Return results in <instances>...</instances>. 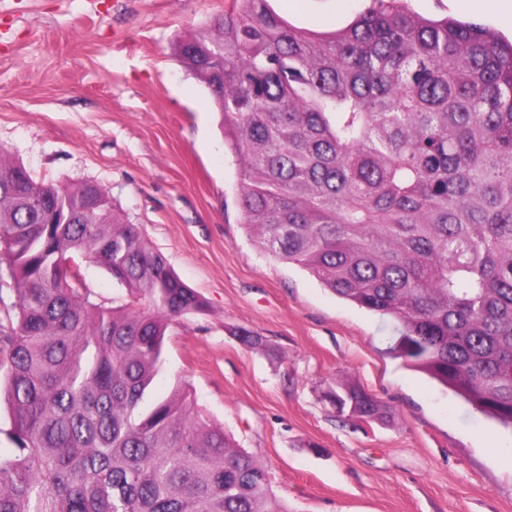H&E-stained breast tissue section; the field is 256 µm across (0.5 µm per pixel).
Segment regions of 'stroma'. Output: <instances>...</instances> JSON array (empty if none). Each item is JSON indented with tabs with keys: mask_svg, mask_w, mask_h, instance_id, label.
Wrapping results in <instances>:
<instances>
[{
	"mask_svg": "<svg viewBox=\"0 0 512 512\" xmlns=\"http://www.w3.org/2000/svg\"><path fill=\"white\" fill-rule=\"evenodd\" d=\"M289 23L343 27L364 0H269ZM230 0H0V146L38 180L94 181L204 302L171 325L157 385L187 384L265 464L292 512H512V431L388 351L393 323L344 301L247 236L239 173L209 92L176 38ZM426 17L512 36V7L411 0ZM92 300L132 304L82 264ZM261 336L242 344L238 329ZM364 389L393 415L365 424L327 394Z\"/></svg>",
	"mask_w": 512,
	"mask_h": 512,
	"instance_id": "stroma-1",
	"label": "stroma"
}]
</instances>
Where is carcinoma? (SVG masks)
Listing matches in <instances>:
<instances>
[{
  "instance_id": "carcinoma-1",
  "label": "carcinoma",
  "mask_w": 512,
  "mask_h": 512,
  "mask_svg": "<svg viewBox=\"0 0 512 512\" xmlns=\"http://www.w3.org/2000/svg\"><path fill=\"white\" fill-rule=\"evenodd\" d=\"M179 47L255 244L396 322L390 354L512 430V41L407 0H370L335 33L231 0ZM83 261L135 303L91 300ZM3 290L0 512H291L186 385L153 395L167 331L199 296L104 188L37 181L0 146ZM331 397L384 417L360 389Z\"/></svg>"
}]
</instances>
